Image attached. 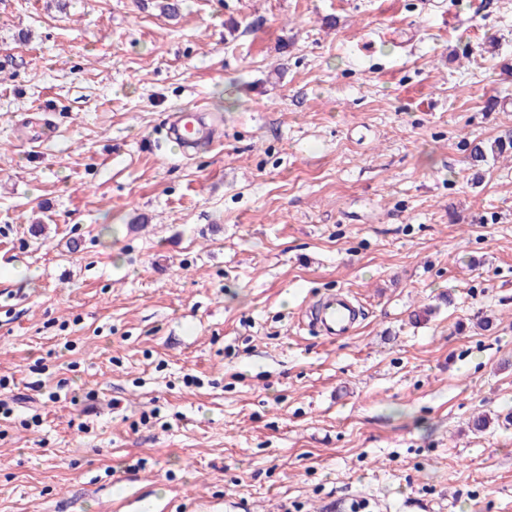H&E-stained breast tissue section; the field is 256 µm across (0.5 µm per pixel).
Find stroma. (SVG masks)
Segmentation results:
<instances>
[{
  "mask_svg": "<svg viewBox=\"0 0 512 512\" xmlns=\"http://www.w3.org/2000/svg\"><path fill=\"white\" fill-rule=\"evenodd\" d=\"M160 5L0 0V512H512V0ZM210 132L203 111L197 108L172 113L166 124L168 137L181 144L184 154L208 139ZM512 149V136L505 135L495 138L493 141H479L470 149V159L475 163L485 162L489 153L503 154ZM321 334L327 339L348 336L356 330L358 310L344 294H331L321 299L311 314Z\"/></svg>",
  "mask_w": 512,
  "mask_h": 512,
  "instance_id": "obj_1",
  "label": "stroma"
}]
</instances>
